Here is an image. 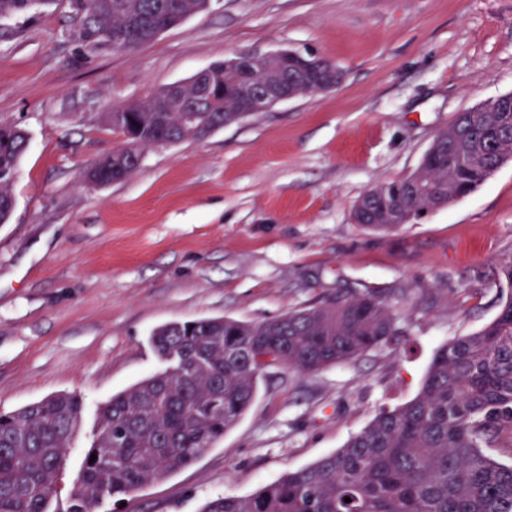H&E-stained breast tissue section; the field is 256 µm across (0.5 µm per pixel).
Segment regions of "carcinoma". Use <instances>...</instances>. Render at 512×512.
Returning a JSON list of instances; mask_svg holds the SVG:
<instances>
[{
	"label": "carcinoma",
	"instance_id": "carcinoma-1",
	"mask_svg": "<svg viewBox=\"0 0 512 512\" xmlns=\"http://www.w3.org/2000/svg\"><path fill=\"white\" fill-rule=\"evenodd\" d=\"M51 0H0V19ZM88 45L121 30L136 47L180 26L200 0H69ZM274 63L251 62L250 74L268 79ZM224 77V97L178 125L179 102L168 112L150 101L123 106L133 119L112 130L136 136L137 153L155 144L164 128L184 142L202 140L232 111L242 73ZM506 112L477 106L457 114L424 154L419 169L378 186L374 220L367 228L392 231L424 212L447 206L484 183L500 157L512 156V96ZM28 135L0 121V224L9 222L10 182ZM140 166L119 149L98 167L121 182ZM396 312L368 292L339 296L259 323L227 317L159 326L151 343L166 367L112 395L100 408L84 465L57 506L67 449L81 425L78 395L59 393L12 413H0V512H94L106 498L121 499L165 480L206 453L248 410L256 381L272 369L310 374L387 344L396 335ZM512 455V294L481 330L457 336L435 353L410 401L384 409L335 452L248 496H222L201 512H512V464L487 453ZM97 455L90 461L91 455ZM350 501H344V498Z\"/></svg>",
	"mask_w": 512,
	"mask_h": 512
}]
</instances>
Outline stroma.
I'll list each match as a JSON object with an SVG mask.
<instances>
[{"label":"stroma","mask_w":512,"mask_h":512,"mask_svg":"<svg viewBox=\"0 0 512 512\" xmlns=\"http://www.w3.org/2000/svg\"><path fill=\"white\" fill-rule=\"evenodd\" d=\"M78 29L68 0L0 21V121L28 134L0 224V412L77 394L69 479L100 407L163 369L150 335L164 323L260 322L373 290L401 331L314 374L265 373L204 455L96 512H199L304 469L412 399L443 343L496 318L512 160L394 231L353 213L370 189L416 171L459 112L512 93V0H212L133 50L86 45ZM283 47L334 63L341 86L145 148L122 182H84L124 143L105 113Z\"/></svg>","instance_id":"obj_1"}]
</instances>
